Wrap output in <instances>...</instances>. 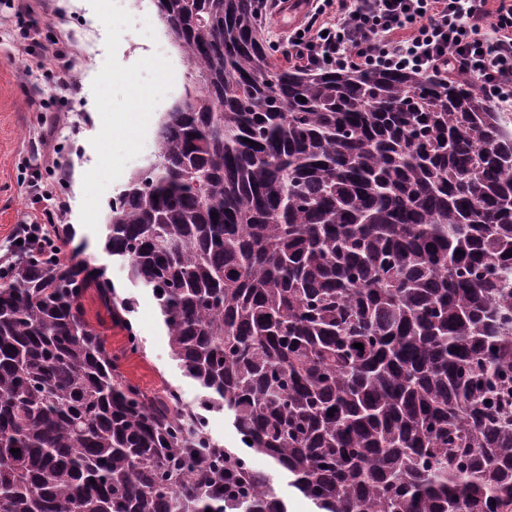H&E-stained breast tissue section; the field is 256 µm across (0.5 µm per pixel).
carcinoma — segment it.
Wrapping results in <instances>:
<instances>
[{"mask_svg":"<svg viewBox=\"0 0 512 512\" xmlns=\"http://www.w3.org/2000/svg\"><path fill=\"white\" fill-rule=\"evenodd\" d=\"M154 4L196 83L104 248L203 397L121 376L103 269L18 248L0 512H288L251 454L312 512H512V117L465 75L281 64L264 0ZM208 430L211 437L224 447L238 448L239 436L232 425L231 419L228 415H224V411L212 412L208 415Z\"/></svg>","mask_w":512,"mask_h":512,"instance_id":"obj_1","label":"carcinoma"}]
</instances>
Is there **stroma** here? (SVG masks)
<instances>
[{"mask_svg":"<svg viewBox=\"0 0 512 512\" xmlns=\"http://www.w3.org/2000/svg\"><path fill=\"white\" fill-rule=\"evenodd\" d=\"M11 0H0V249L30 211L27 190L40 182L68 205L63 223L75 229L74 246L105 268L117 292L133 297L131 315L139 338L130 350L125 330L106 339L119 356L126 379L151 396L178 389L196 404L199 385L186 377L170 351L150 290L129 281L125 264L104 248L108 204L154 153L159 121L194 75L165 33L152 0H54L36 36L27 40V18ZM28 42V52L17 46ZM62 50L71 63L73 92H62L38 66L46 47ZM147 90L140 113L133 87ZM52 133L58 169L37 164L43 135Z\"/></svg>","mask_w":512,"mask_h":512,"instance_id":"35a3bbf8","label":"stroma"}]
</instances>
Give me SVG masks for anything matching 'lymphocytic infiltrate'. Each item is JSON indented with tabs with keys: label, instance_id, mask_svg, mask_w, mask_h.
<instances>
[{
	"label": "lymphocytic infiltrate",
	"instance_id": "obj_1",
	"mask_svg": "<svg viewBox=\"0 0 512 512\" xmlns=\"http://www.w3.org/2000/svg\"><path fill=\"white\" fill-rule=\"evenodd\" d=\"M310 68L460 71L512 107V0H311L288 32Z\"/></svg>",
	"mask_w": 512,
	"mask_h": 512
}]
</instances>
